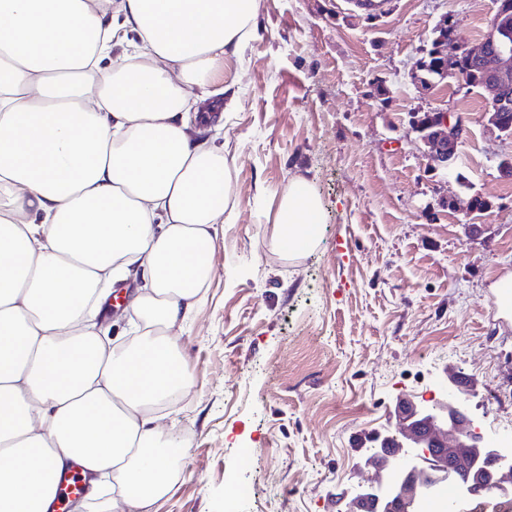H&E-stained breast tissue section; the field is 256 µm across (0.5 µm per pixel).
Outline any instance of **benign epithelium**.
<instances>
[{
	"label": "benign epithelium",
	"instance_id": "1",
	"mask_svg": "<svg viewBox=\"0 0 512 512\" xmlns=\"http://www.w3.org/2000/svg\"><path fill=\"white\" fill-rule=\"evenodd\" d=\"M352 2L374 17L389 11L392 0ZM421 54L409 73L412 85L429 91L452 79L463 89L476 76L487 102L483 121L512 137V0H499L489 32L476 43L462 38L452 17L443 16ZM409 126L424 146L431 169L457 174L467 133L462 113L418 110L410 114ZM440 203L466 216L491 207L481 195L446 197ZM442 392L443 398L434 404L397 403L395 426L371 437L365 457V465L375 469L378 478L346 492L349 512L362 505L374 512H425L432 487L447 476L455 479L458 500L480 487L492 495H512V453L474 428L469 415L472 394L458 390L452 374L446 375Z\"/></svg>",
	"mask_w": 512,
	"mask_h": 512
}]
</instances>
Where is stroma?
<instances>
[{
    "label": "stroma",
    "mask_w": 512,
    "mask_h": 512,
    "mask_svg": "<svg viewBox=\"0 0 512 512\" xmlns=\"http://www.w3.org/2000/svg\"><path fill=\"white\" fill-rule=\"evenodd\" d=\"M496 0H393L369 18L352 0H261L256 35L224 61V143L237 206L218 227L205 300L179 331L190 388L164 410L187 439L158 512H344L374 479L368 438L397 400L432 399L446 373L474 378V424L512 439V140L481 119L482 92L423 94L408 74L443 15L475 42ZM382 86L383 99L372 95ZM470 116L461 176L430 170L410 112ZM297 179L319 200L316 244L295 260L271 245ZM479 194L465 217L439 198ZM481 232L466 234L465 222Z\"/></svg>",
    "instance_id": "stroma-1"
}]
</instances>
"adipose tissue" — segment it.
<instances>
[{"label":"adipose tissue","mask_w":512,"mask_h":512,"mask_svg":"<svg viewBox=\"0 0 512 512\" xmlns=\"http://www.w3.org/2000/svg\"><path fill=\"white\" fill-rule=\"evenodd\" d=\"M260 0H0V512H50L56 476L87 478L78 512H155L175 477L159 407L190 381L177 330L210 284L234 210L223 144L189 133ZM129 42L131 55L112 48ZM305 181L278 203L283 256L316 241ZM140 275L135 341L97 316ZM112 477L111 502L101 501Z\"/></svg>","instance_id":"adipose-tissue-1"}]
</instances>
